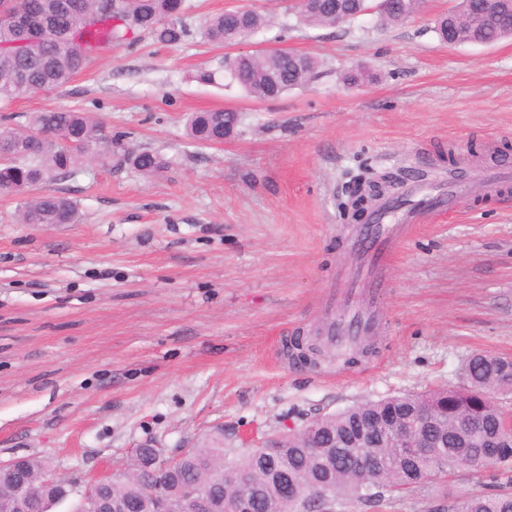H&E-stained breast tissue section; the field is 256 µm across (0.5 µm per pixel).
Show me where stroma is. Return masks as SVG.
<instances>
[{"mask_svg":"<svg viewBox=\"0 0 512 512\" xmlns=\"http://www.w3.org/2000/svg\"><path fill=\"white\" fill-rule=\"evenodd\" d=\"M178 45L142 36L103 49L55 90L0 109V130L46 107L94 114L115 151L170 161L145 176L86 161L28 189L77 202L75 224H22L24 196H0V461L37 457L78 492L159 442L174 457L215 428L224 445L337 413L355 402L457 385L472 353L512 356V191L469 201L398 245L373 306L376 352L350 368L287 357L346 297L360 222L343 213L356 180L385 172L432 185L512 156V38L441 41L427 0L400 23L378 13L304 22L297 0H188ZM252 9L269 25L232 45L208 42L211 15ZM283 48L313 57L304 85L275 99L198 71L224 57ZM363 68L367 79L343 77ZM239 116L233 135L200 144L190 113ZM431 487L343 500L336 512H435Z\"/></svg>","mask_w":512,"mask_h":512,"instance_id":"obj_1","label":"stroma"}]
</instances>
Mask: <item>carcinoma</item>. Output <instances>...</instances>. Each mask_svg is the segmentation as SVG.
Masks as SVG:
<instances>
[{
    "label": "carcinoma",
    "mask_w": 512,
    "mask_h": 512,
    "mask_svg": "<svg viewBox=\"0 0 512 512\" xmlns=\"http://www.w3.org/2000/svg\"><path fill=\"white\" fill-rule=\"evenodd\" d=\"M64 10L55 0H0V105L27 97L38 88H58L93 63L95 55L113 43L131 42L148 32L167 45L182 43L187 29L182 17L187 0H67ZM325 8L303 14L307 23L323 26L336 21V0H324ZM350 19L369 11L367 0H341ZM420 0H390L379 10L387 22L406 19ZM483 9V0H459L456 29L448 31V16L437 20L441 39L471 38V15ZM24 25L18 27L13 15ZM235 14L224 11L204 24L206 38L230 45L242 38ZM512 36V10H506L483 38L496 42ZM317 61L297 71L288 57L276 59H224V72L249 96L274 99L311 79ZM238 115L229 109L196 112L188 120L192 139L218 144L234 133ZM103 139L102 126L90 115L54 107L34 113L17 129L0 130V194L12 195L37 184L73 175L92 149ZM117 164L150 175L170 165L157 151L141 149L117 155ZM24 224H74L79 221L75 202L44 193L24 202ZM462 385L359 401L342 411L319 418L313 434L288 439L265 458L250 451L228 459L224 434L216 432L200 448L190 449L161 475L162 495L173 504L181 487L203 481L202 497L211 512H234L242 493L236 482L248 481L256 512H280L283 487L339 496L369 499L371 490L411 492L443 484L461 471L462 461L471 468L484 465L490 448L497 451L495 473L499 491L465 497V512H512V437L506 433L508 414L496 400L512 394V358L474 354L460 369ZM413 423L417 436L435 440L430 457L408 459L390 447L393 432ZM153 474L142 469L126 474L112 485L107 496L112 512H157L141 494Z\"/></svg>",
    "instance_id": "cac0c4a2"
}]
</instances>
